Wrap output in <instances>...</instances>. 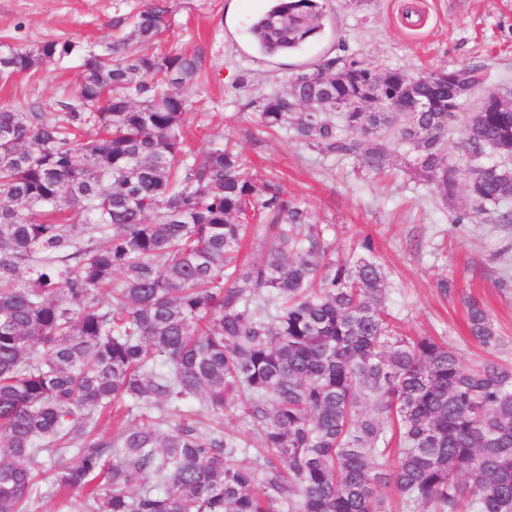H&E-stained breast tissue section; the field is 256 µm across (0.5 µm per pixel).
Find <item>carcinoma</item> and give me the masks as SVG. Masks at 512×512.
<instances>
[{
	"label": "carcinoma",
	"instance_id": "obj_1",
	"mask_svg": "<svg viewBox=\"0 0 512 512\" xmlns=\"http://www.w3.org/2000/svg\"><path fill=\"white\" fill-rule=\"evenodd\" d=\"M171 13L152 0L97 48L0 49L5 80L46 60L82 69L72 98L0 109V512H33L41 483L67 512H391L393 495L406 512H512V366L398 333L378 263L336 258L234 148L192 157L182 89L204 57L145 51ZM324 16L323 0H280L252 41L295 52ZM465 72L486 80L483 65L413 77L329 58L258 101L260 127L377 173L397 141L442 198L462 185L476 209L497 206L512 197V102L486 91L464 127L470 158L490 148L506 162L445 161ZM339 103L341 128L328 117ZM255 221L265 258L244 265ZM466 312L470 337L495 348L483 305ZM187 399L198 412L183 413ZM231 403L254 441L204 427ZM72 448L76 465L42 469Z\"/></svg>",
	"mask_w": 512,
	"mask_h": 512
}]
</instances>
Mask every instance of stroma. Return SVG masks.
<instances>
[{
    "label": "stroma",
    "mask_w": 512,
    "mask_h": 512,
    "mask_svg": "<svg viewBox=\"0 0 512 512\" xmlns=\"http://www.w3.org/2000/svg\"><path fill=\"white\" fill-rule=\"evenodd\" d=\"M149 0H0V45L30 47L48 39L93 43L111 38L114 19ZM270 0H171L165 48L205 56L199 79L183 90L194 151L230 143L253 162L263 183L279 176L285 198L306 208L336 243V256L360 254L370 239L386 278L385 310L409 336L444 339L475 363L486 353L465 332V304L484 303L512 364V224L475 210L466 190L443 201L416 175L414 151L395 145L388 175L352 158L324 156L290 133L247 139L257 126L250 102L285 92L304 64L345 55L375 72L459 70L483 64L490 90L512 94V0H325L322 34L293 55L269 58L253 45L249 25ZM77 63L45 64L0 82V108L54 103L75 95ZM463 223H454L455 213Z\"/></svg>",
    "instance_id": "obj_1"
}]
</instances>
